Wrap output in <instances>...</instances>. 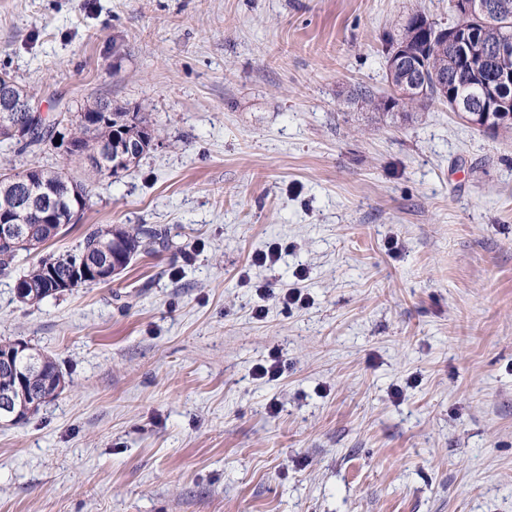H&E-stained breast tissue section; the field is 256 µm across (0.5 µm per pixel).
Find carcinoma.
Wrapping results in <instances>:
<instances>
[{
    "label": "carcinoma",
    "instance_id": "1",
    "mask_svg": "<svg viewBox=\"0 0 512 512\" xmlns=\"http://www.w3.org/2000/svg\"><path fill=\"white\" fill-rule=\"evenodd\" d=\"M498 5L497 14L493 21L484 27L475 40L467 43L465 53L454 45H441L440 40L429 43L430 33L422 28H414L406 22L397 39L387 40L385 54L391 55L394 45L405 48L408 62L411 66L420 67L421 80L419 96L415 99L401 98V83L403 77L394 79L391 87L393 95L376 100L368 90L360 91L362 97L372 105L392 111L400 107L406 109L413 105L425 106L433 102L452 104L454 98H466L469 106L475 110L483 109L486 101L482 97L481 88L492 83L499 73L512 72V0H495ZM445 73L448 75V96H442L441 88L433 81V76ZM156 132L140 113L131 112L110 102H97L83 109L70 121L69 135L74 137L82 147V155L75 158L79 163H88L93 172L101 173V167L111 166L114 156L106 154L98 147L110 143L114 138L141 132ZM13 181H0V208L13 203L16 191L24 178L46 182L56 186L63 192L71 188L74 177L60 169L52 170L40 166L15 172ZM35 242L43 246L58 236L63 228L70 223L67 213L59 214L55 224H41L31 216L26 218ZM166 234L160 228L140 224L126 228L121 225L108 228H96L86 233L72 252L48 254L23 271H17L20 255L31 254L30 249H11L0 245V275L16 274L14 287L24 286L33 293V302L59 293L56 288L57 280L69 281L72 289L87 285L112 283L110 279H102L93 275L92 263L99 257L100 247L109 241L113 243V253L123 259L128 266L141 254L154 251L156 244L165 239ZM44 364L45 375L34 382L31 389L44 396L55 392L56 379L63 376L55 359L41 351H33Z\"/></svg>",
    "mask_w": 512,
    "mask_h": 512
}]
</instances>
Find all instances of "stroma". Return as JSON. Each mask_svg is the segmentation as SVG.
<instances>
[{
    "mask_svg": "<svg viewBox=\"0 0 512 512\" xmlns=\"http://www.w3.org/2000/svg\"><path fill=\"white\" fill-rule=\"evenodd\" d=\"M414 11L448 22V0H0V70L43 112L160 130L116 179L9 153L86 185L44 253L169 238L37 304L0 278V340L67 380L0 427V512H512V133L355 93L389 95Z\"/></svg>",
    "mask_w": 512,
    "mask_h": 512,
    "instance_id": "35a3bbf8",
    "label": "stroma"
}]
</instances>
